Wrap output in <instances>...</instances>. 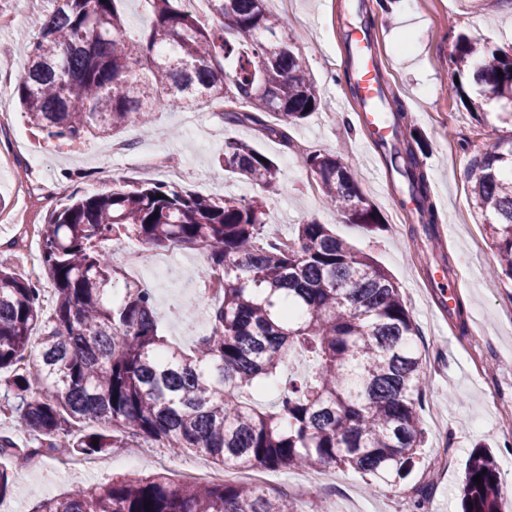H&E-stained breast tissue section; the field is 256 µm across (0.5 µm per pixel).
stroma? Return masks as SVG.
I'll return each mask as SVG.
<instances>
[{
  "instance_id": "1",
  "label": "stroma",
  "mask_w": 512,
  "mask_h": 512,
  "mask_svg": "<svg viewBox=\"0 0 512 512\" xmlns=\"http://www.w3.org/2000/svg\"><path fill=\"white\" fill-rule=\"evenodd\" d=\"M351 0H268L269 9L282 16L295 44L307 57L315 78L320 105L291 130V146L262 135L249 125L224 124L211 108L197 110L193 124L180 120L178 109L160 112L146 129H126V155L111 152V139H96L68 148L50 146L37 138L10 99V124L0 132V153L9 155L0 168V208L12 221L0 222V262L20 275H28L39 261V247H15L19 225L44 224L50 208L68 204L71 197L111 187L112 183L164 181V170L144 165V155L159 151L177 168L178 185L202 194L232 197L258 195L256 186L214 165L225 140L248 141L279 166L284 184L280 194L266 202V219L282 236L293 224L313 217L330 225L357 250L370 254L396 282L419 329L418 348L427 387L421 403L425 443L421 461L401 484L367 481L348 469H334L335 486L319 484L323 469H262L259 482L274 492L288 494L297 512H461V484L474 449H489L496 462L502 507L512 506V423L501 417L512 405V280H491L496 266L494 250L486 238L480 213L468 195L467 170L477 151L489 148L505 130L498 112L483 117L450 96L453 64L449 53L457 33L499 47L512 46V5L507 0H392L389 11L377 12L375 29L378 57L385 78L400 95L412 121L424 135L428 148L423 157L432 197L441 218L445 252L459 284L464 320L441 315L433 289L426 280L442 267L425 236L409 234V213L396 207V192L380 197L376 173L383 163L358 120L354 98L339 78L348 60L343 33ZM16 13L23 22L0 31V83L14 84L22 61V34L35 33L38 15L27 4ZM339 154L364 195L380 212L385 228L370 233L355 224L342 223L322 193L311 194V176L300 159L301 150ZM44 163L43 191L51 206L27 209L18 192L32 176L30 157ZM172 273L160 280L140 275L154 292V300L167 319L164 336L183 349L194 346L209 326L213 297L200 296V273L206 258L197 248L171 250ZM195 299L192 323L177 309ZM12 472L10 492L0 498V512H34L46 498L69 493L75 486L90 487L119 475H148L168 471L174 484L199 482L201 472L216 470V463L188 450L172 455L162 446L142 439L129 440L112 453L86 458L70 470L56 461L40 468L21 467L18 457L0 462Z\"/></svg>"
}]
</instances>
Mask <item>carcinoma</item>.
I'll return each mask as SVG.
<instances>
[{
    "mask_svg": "<svg viewBox=\"0 0 512 512\" xmlns=\"http://www.w3.org/2000/svg\"><path fill=\"white\" fill-rule=\"evenodd\" d=\"M42 2L48 8L14 92L27 123L60 146L145 127L176 102L221 105L225 123L288 145V130L319 107L305 56L265 0H208L206 25L187 0H149L151 18L135 36L125 0ZM450 57L459 83L449 92L467 97V108L481 113L489 91L512 104V51L461 33ZM383 102L393 135L378 148L418 223L437 239L424 143L389 87ZM217 162L267 193L280 190L276 163L245 141H224ZM302 162L342 222L385 227L340 156L316 150ZM468 182L501 274L512 279V134L476 153ZM264 208L260 198L203 196L157 181L114 185L49 212L40 234L43 279L0 264V372L10 373L3 397L36 440L33 453L96 456L135 437L237 470L336 466L388 481L414 466L426 374L399 288L372 256L312 217L280 249ZM122 236L148 250L204 252L203 279H217V303L192 353L161 335L165 314L152 291L102 248ZM45 280L53 291L47 308ZM296 353L313 370L288 380L274 408L253 407L248 396L282 384ZM496 478L491 452L473 453L462 512H499ZM36 512L291 510L258 484L175 487L156 472L79 488Z\"/></svg>",
    "mask_w": 512,
    "mask_h": 512,
    "instance_id": "obj_1",
    "label": "carcinoma"
}]
</instances>
